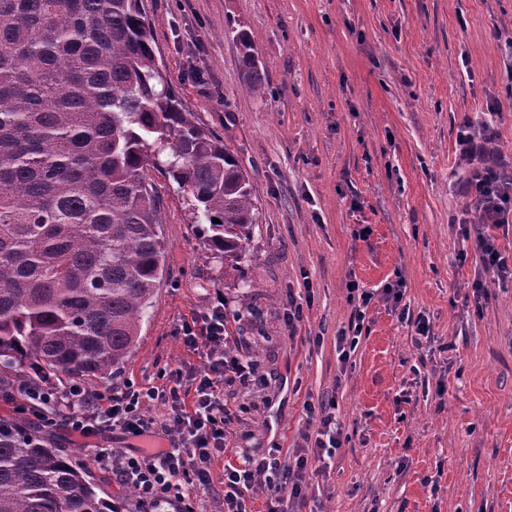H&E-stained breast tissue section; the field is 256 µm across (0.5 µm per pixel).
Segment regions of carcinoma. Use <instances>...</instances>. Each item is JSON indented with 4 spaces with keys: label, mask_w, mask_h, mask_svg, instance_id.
<instances>
[{
    "label": "carcinoma",
    "mask_w": 512,
    "mask_h": 512,
    "mask_svg": "<svg viewBox=\"0 0 512 512\" xmlns=\"http://www.w3.org/2000/svg\"><path fill=\"white\" fill-rule=\"evenodd\" d=\"M236 39L260 93L251 37ZM163 153L207 243L242 257L255 189L170 85L145 0H0L1 386L104 379L128 360L165 272L147 179ZM22 422L0 419V512H119Z\"/></svg>",
    "instance_id": "carcinoma-1"
}]
</instances>
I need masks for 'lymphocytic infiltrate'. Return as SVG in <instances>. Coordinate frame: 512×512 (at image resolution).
Masks as SVG:
<instances>
[{
	"label": "lymphocytic infiltrate",
	"mask_w": 512,
	"mask_h": 512,
	"mask_svg": "<svg viewBox=\"0 0 512 512\" xmlns=\"http://www.w3.org/2000/svg\"><path fill=\"white\" fill-rule=\"evenodd\" d=\"M489 121L473 125L465 121L458 142L470 165L469 188L474 196L475 214L463 229V239L485 266L501 277L512 276V255L497 245L495 232L512 223V176H504L506 160L493 154L486 132ZM183 343L191 350L206 348V360L191 369L184 382L171 386L133 387L113 391H93L84 383L72 381L53 385L32 378L21 383L17 395L19 413L41 422L63 417L71 435L81 439L112 433L128 439L126 449H100L96 460L136 493L141 505L151 512H197L191 492H204L212 485L211 467L216 452L224 446V428L229 415L224 408V385L228 382L258 384L253 362L226 354L229 342L224 307L217 304L201 317L199 324L182 328ZM160 400L167 404L163 422H155L143 412L144 402ZM308 415L319 418L316 429L304 432L303 440L313 448L317 461L333 457L342 445V434L333 428L328 404L307 405ZM307 457L268 479L267 512H280L284 500L302 494V474L309 466ZM257 477L250 457L238 466L224 470V512H246L244 489Z\"/></svg>",
	"instance_id": "f902f5d3"
}]
</instances>
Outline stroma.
<instances>
[{"label": "stroma", "instance_id": "35a3bbf8", "mask_svg": "<svg viewBox=\"0 0 512 512\" xmlns=\"http://www.w3.org/2000/svg\"><path fill=\"white\" fill-rule=\"evenodd\" d=\"M157 55L187 107L226 140L256 192L245 256L226 259L191 197L150 169L167 265L140 339L104 382L164 384L201 367L181 327L223 303L232 355L259 384L224 388V450L199 512H224L226 466L303 452L306 403L335 399L343 444L286 512H512V277L484 270L459 223L472 204L458 131L494 113L512 158V0H147ZM254 42L252 93L236 41ZM369 228L366 239L355 232ZM374 298L342 360L348 281ZM401 285L410 322L383 289ZM303 307L296 329L288 308ZM428 342L415 346V321ZM87 464L100 496L133 489L62 422L43 427Z\"/></svg>", "mask_w": 512, "mask_h": 512}]
</instances>
